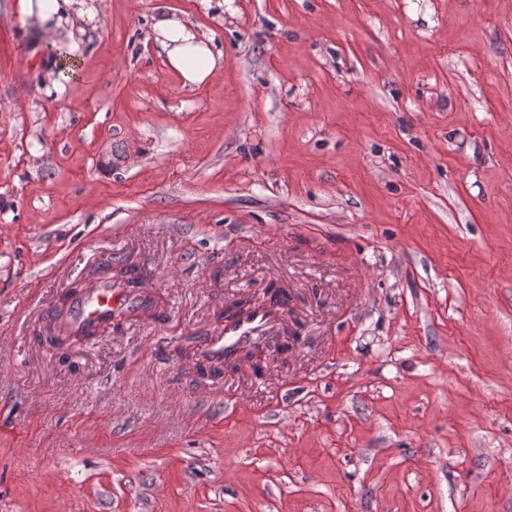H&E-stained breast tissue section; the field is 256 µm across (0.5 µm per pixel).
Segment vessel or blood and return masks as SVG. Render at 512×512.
<instances>
[{"label": "vessel or blood", "instance_id": "obj_1", "mask_svg": "<svg viewBox=\"0 0 512 512\" xmlns=\"http://www.w3.org/2000/svg\"><path fill=\"white\" fill-rule=\"evenodd\" d=\"M155 293L147 283L118 287L110 279L84 281L73 287L64 304H55L43 314L55 337L84 341L117 318H133L152 311ZM288 326L284 308L267 303L248 309L224 325L200 337L192 348L195 364L220 370L225 363L242 358L250 350L271 351Z\"/></svg>", "mask_w": 512, "mask_h": 512}]
</instances>
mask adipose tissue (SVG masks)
<instances>
[{"label":"adipose tissue","mask_w":512,"mask_h":512,"mask_svg":"<svg viewBox=\"0 0 512 512\" xmlns=\"http://www.w3.org/2000/svg\"><path fill=\"white\" fill-rule=\"evenodd\" d=\"M145 40L157 48L168 69L183 87L206 85L224 65V56L215 51L211 39L201 37L191 24L176 15H161Z\"/></svg>","instance_id":"1"}]
</instances>
